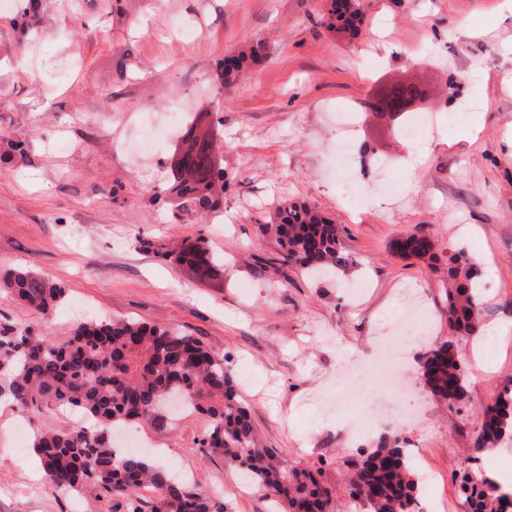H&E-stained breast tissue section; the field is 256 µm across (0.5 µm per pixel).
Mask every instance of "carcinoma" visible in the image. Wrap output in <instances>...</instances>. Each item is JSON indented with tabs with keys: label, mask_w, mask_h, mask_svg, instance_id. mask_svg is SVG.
Masks as SVG:
<instances>
[{
	"label": "carcinoma",
	"mask_w": 512,
	"mask_h": 512,
	"mask_svg": "<svg viewBox=\"0 0 512 512\" xmlns=\"http://www.w3.org/2000/svg\"><path fill=\"white\" fill-rule=\"evenodd\" d=\"M328 27L359 29L363 0H326ZM267 56L258 42L249 52L224 59L218 77L234 84L248 61ZM186 147L171 170L170 192L185 209L219 206L224 170L215 165V140L185 132ZM278 246L283 262L310 276L345 272L355 260L345 251L338 225L306 202H289L259 225ZM200 246L181 260L209 269L224 266L221 256L199 257ZM390 249L404 259L434 260L433 244L421 234L394 239ZM452 287L446 293L448 332L478 338L484 315L478 298V271L470 258L448 259ZM0 288L30 309L45 313L63 289L25 267L0 270ZM425 387L452 409L467 395L468 371L450 340L430 346L420 357ZM0 398L22 412L71 410L83 414L91 428H41L31 441L45 480L67 492L93 484L117 498L125 512H224V502L171 476L143 450L117 448L120 427L143 423L161 432L171 420L169 404L178 402L208 421L200 446L216 451L224 465L246 475L255 492L274 512H336L334 489L321 485L300 462L287 461L265 446L250 411L239 395L224 356L182 330L133 319H100L77 325L68 336L49 341L27 326L0 324ZM512 437V384L482 410L474 452L492 451ZM350 502L364 512H419V480L408 449L399 437L383 438L376 448L352 462ZM469 512H505L507 497L495 481L479 474L471 479ZM151 492V501L143 492Z\"/></svg>",
	"instance_id": "carcinoma-1"
}]
</instances>
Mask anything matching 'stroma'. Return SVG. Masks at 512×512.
<instances>
[{
	"instance_id": "1",
	"label": "stroma",
	"mask_w": 512,
	"mask_h": 512,
	"mask_svg": "<svg viewBox=\"0 0 512 512\" xmlns=\"http://www.w3.org/2000/svg\"><path fill=\"white\" fill-rule=\"evenodd\" d=\"M365 2L352 34L323 25V0H0V270L29 267L64 290L41 314L0 288V323L50 340L109 317L180 328L227 358L267 446L335 488L339 512L350 510L351 461L384 436L412 452L421 506L468 512L464 460L482 408L512 382V334L493 347L489 372L470 370L468 396L453 408L414 377L422 344L404 366L413 391L391 397L379 345L411 289L431 342L474 349L448 335L447 259L461 250L481 271L486 324L512 326V5ZM259 39L269 57L224 87L220 61ZM404 79L426 86L431 109L480 107L425 134L424 154L401 136L405 115L363 113L354 167L363 189L348 193L326 110ZM182 98L189 113H211L223 143L224 197L213 210L166 200L177 136L159 138L149 157L123 149L144 135L140 114ZM20 142L25 156L9 155ZM373 150L394 159L385 179L368 162ZM295 201L342 229L357 261L347 274L285 271L257 226ZM412 233L431 240L436 265L390 251ZM202 238L223 255V274L203 279L176 260ZM327 398L335 413L320 411ZM49 421L72 430L77 418L0 413V512H112L95 487L69 494L31 476L30 439ZM206 427L190 413L137 433L190 485L221 492L227 512H269L258 495L236 496L237 472L202 452Z\"/></svg>"
}]
</instances>
